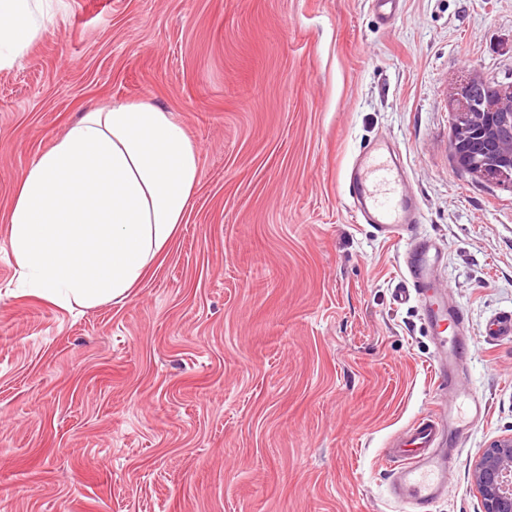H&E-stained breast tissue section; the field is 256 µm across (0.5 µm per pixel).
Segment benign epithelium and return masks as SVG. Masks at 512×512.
<instances>
[{
  "label": "benign epithelium",
  "mask_w": 512,
  "mask_h": 512,
  "mask_svg": "<svg viewBox=\"0 0 512 512\" xmlns=\"http://www.w3.org/2000/svg\"><path fill=\"white\" fill-rule=\"evenodd\" d=\"M450 111V149L457 167L512 187V83L492 88L470 81L456 90ZM471 478L483 512H512L511 435L489 443Z\"/></svg>",
  "instance_id": "7a95c632"
}]
</instances>
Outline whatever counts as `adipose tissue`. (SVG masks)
<instances>
[{
    "instance_id": "ef3b65f1",
    "label": "adipose tissue",
    "mask_w": 512,
    "mask_h": 512,
    "mask_svg": "<svg viewBox=\"0 0 512 512\" xmlns=\"http://www.w3.org/2000/svg\"><path fill=\"white\" fill-rule=\"evenodd\" d=\"M38 33L31 0H0V69ZM200 178L199 151L170 113L126 102L84 112L32 162L9 211L27 294L124 306L184 222Z\"/></svg>"
}]
</instances>
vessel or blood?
<instances>
[{
    "label": "vessel or blood",
    "mask_w": 512,
    "mask_h": 512,
    "mask_svg": "<svg viewBox=\"0 0 512 512\" xmlns=\"http://www.w3.org/2000/svg\"><path fill=\"white\" fill-rule=\"evenodd\" d=\"M401 169L397 157L386 155L382 146L375 145L355 161L349 175L350 194L364 221L388 239L402 236L419 215V204L405 189ZM437 259L431 240L417 241L405 263V278L411 282L435 338V386L446 389L458 385L468 345L463 339L444 336L443 327L451 316L448 302L440 292L425 290ZM461 431L460 416L449 407L415 419L388 443L384 458L393 472L390 493L408 512H431L446 493L448 475L456 464L452 439Z\"/></svg>",
    "instance_id": "obj_1"
}]
</instances>
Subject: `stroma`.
<instances>
[{
  "instance_id": "1",
  "label": "stroma",
  "mask_w": 512,
  "mask_h": 512,
  "mask_svg": "<svg viewBox=\"0 0 512 512\" xmlns=\"http://www.w3.org/2000/svg\"><path fill=\"white\" fill-rule=\"evenodd\" d=\"M0 70V512H404L388 439L435 389L412 241L464 315L465 427L432 512H483L472 465L512 434V188L459 170L449 101L512 82V0H41ZM169 112L199 151L192 207L123 308L20 291L7 216L30 163L82 112ZM403 159L423 218L362 223L345 172Z\"/></svg>"
}]
</instances>
